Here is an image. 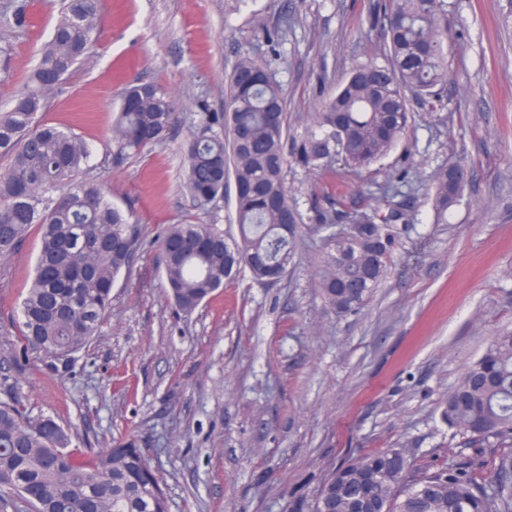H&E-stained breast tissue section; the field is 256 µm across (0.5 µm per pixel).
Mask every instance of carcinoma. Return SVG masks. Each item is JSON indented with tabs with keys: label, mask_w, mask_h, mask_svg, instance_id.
<instances>
[{
	"label": "carcinoma",
	"mask_w": 512,
	"mask_h": 512,
	"mask_svg": "<svg viewBox=\"0 0 512 512\" xmlns=\"http://www.w3.org/2000/svg\"><path fill=\"white\" fill-rule=\"evenodd\" d=\"M102 18L94 0H65L61 17L27 85L0 109V270L29 228L41 229L34 276L20 310L23 352L43 354L56 369L99 335L112 310V288L130 273L141 230L87 174L89 145L44 123L46 96L59 89L93 47ZM387 61L354 67L316 112L312 128L286 154V103L268 61L237 60L224 112L199 113L186 143V188L200 207L235 194L238 237L216 224H169L156 237L168 296L191 313L224 282L247 269L257 282L284 277L299 240L300 215L288 198V157L303 168L336 158L362 170L386 157L406 133L410 98L435 107L448 70L447 0H387L374 18ZM264 72L263 83L253 75ZM173 94L157 84L129 87L112 135L121 149L164 143L180 122ZM436 223L463 189L448 167L433 176ZM413 175L398 171L378 186L376 207L341 199L315 210L323 238L317 285L340 315L369 301L394 264L410 223ZM443 417L464 448L512 447V331L492 337L448 391ZM71 432L51 416H33L18 398L0 401V512H169L166 483L140 440L109 448L71 447ZM512 512V452L482 474L471 459L438 467L407 448L358 455L329 471L311 512Z\"/></svg>",
	"instance_id": "carcinoma-1"
}]
</instances>
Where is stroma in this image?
I'll use <instances>...</instances> for the list:
<instances>
[{
  "instance_id": "1",
  "label": "stroma",
  "mask_w": 512,
  "mask_h": 512,
  "mask_svg": "<svg viewBox=\"0 0 512 512\" xmlns=\"http://www.w3.org/2000/svg\"><path fill=\"white\" fill-rule=\"evenodd\" d=\"M383 0H105L97 43L44 122L92 149L91 176L129 211L146 241L112 290L99 336L59 371L38 353L19 360L20 305L40 249L31 227L0 274V398L54 417L83 448L138 436L165 480L171 512H303L321 475L350 457L415 449L424 463L456 458L442 418L449 387L491 336L512 330V14L507 0H447L450 79L442 105L414 108L390 154L358 173L343 162L310 172L287 166L304 224L315 203L384 183L413 167L412 221L385 283L364 310L336 314L314 270L322 236L305 233L275 283L242 273L192 314L165 293L151 241L165 224L233 225L235 191L200 210L185 188L184 147L199 106L224 109L240 56L266 52L287 101L288 136L349 71L384 62L371 19ZM62 0H28L27 23L0 22L10 48L0 107L38 63ZM156 83L178 94L183 119L153 151L120 150L112 124L123 92ZM451 162L472 172L448 221H434L432 174Z\"/></svg>"
}]
</instances>
